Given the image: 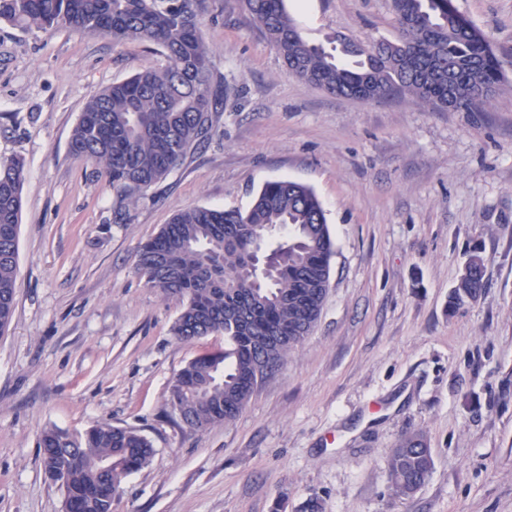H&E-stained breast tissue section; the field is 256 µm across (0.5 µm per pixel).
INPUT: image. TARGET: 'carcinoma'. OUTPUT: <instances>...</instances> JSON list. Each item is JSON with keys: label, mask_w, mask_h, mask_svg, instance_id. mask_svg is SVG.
Here are the masks:
<instances>
[{"label": "carcinoma", "mask_w": 512, "mask_h": 512, "mask_svg": "<svg viewBox=\"0 0 512 512\" xmlns=\"http://www.w3.org/2000/svg\"><path fill=\"white\" fill-rule=\"evenodd\" d=\"M203 0H0V22L17 28L65 25L96 31L118 42L146 41L167 63L143 69L92 95L71 135L74 155L105 165L126 207L164 179L211 134L213 112L224 101L214 81L201 33ZM283 64L298 78L332 95L381 101L408 95L437 110L478 112L502 82L490 41L460 24L448 0H392L394 40L366 44L336 38L340 55L307 42L285 0H240ZM455 75L448 107V73ZM23 162L0 160V335L9 327L16 298ZM272 242L274 274L249 271L254 246ZM333 242L321 202L308 186L266 183L251 206L197 207L176 213L140 249L137 271L152 288L178 299L173 332L183 340L224 335V350L193 359L176 376L170 403L185 423L203 428L229 422L260 383L316 323L327 292ZM481 257L471 256L449 296L452 309L484 288ZM284 336L264 367L260 342ZM41 463L64 491L68 512H112L121 482L153 454L142 435L108 424L83 432L44 431ZM433 468L422 434L403 437L389 458L398 496L417 492Z\"/></svg>", "instance_id": "cac0c4a2"}]
</instances>
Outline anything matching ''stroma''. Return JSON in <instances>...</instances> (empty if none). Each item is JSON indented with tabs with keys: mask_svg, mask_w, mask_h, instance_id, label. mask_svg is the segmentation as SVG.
Wrapping results in <instances>:
<instances>
[{
	"mask_svg": "<svg viewBox=\"0 0 512 512\" xmlns=\"http://www.w3.org/2000/svg\"><path fill=\"white\" fill-rule=\"evenodd\" d=\"M204 4L225 86L213 135L122 223L107 170L73 156L70 137L92 95L165 55L0 24V158L25 164L16 305L0 336V512H64L40 436L103 423L154 448L112 512H298L311 498L321 512H512V0H451L502 66L479 112L327 94L288 70L240 0ZM285 6L312 44L397 35L390 0ZM280 179L325 210L321 316L234 421L190 428L171 385L224 338L174 336L181 304L137 274L139 247L179 211H244ZM474 254L486 286L449 310ZM416 432L434 467L400 498L390 452Z\"/></svg>",
	"mask_w": 512,
	"mask_h": 512,
	"instance_id": "obj_1",
	"label": "stroma"
}]
</instances>
